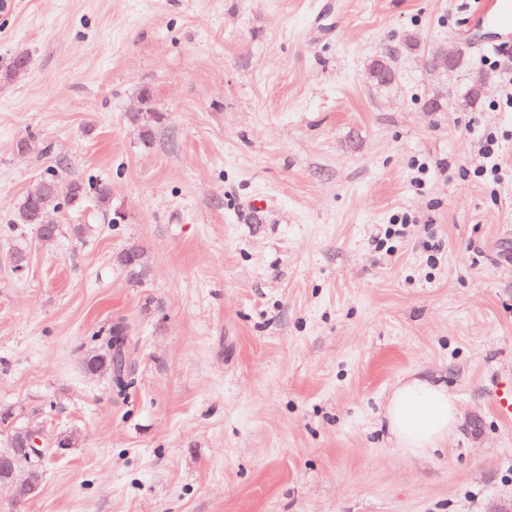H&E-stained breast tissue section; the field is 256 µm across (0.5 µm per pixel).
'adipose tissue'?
Segmentation results:
<instances>
[{
  "instance_id": "obj_1",
  "label": "adipose tissue",
  "mask_w": 512,
  "mask_h": 512,
  "mask_svg": "<svg viewBox=\"0 0 512 512\" xmlns=\"http://www.w3.org/2000/svg\"><path fill=\"white\" fill-rule=\"evenodd\" d=\"M458 414L447 388L418 377L393 389L385 412L398 448L414 456L438 447L455 430Z\"/></svg>"
}]
</instances>
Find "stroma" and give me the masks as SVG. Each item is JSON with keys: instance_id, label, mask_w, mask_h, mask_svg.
Instances as JSON below:
<instances>
[{"instance_id": "stroma-1", "label": "stroma", "mask_w": 512, "mask_h": 512, "mask_svg": "<svg viewBox=\"0 0 512 512\" xmlns=\"http://www.w3.org/2000/svg\"><path fill=\"white\" fill-rule=\"evenodd\" d=\"M476 0H0V411L70 436L0 512H488L512 501V44ZM469 42V65L400 52ZM395 52L376 89L369 62ZM484 88L467 105L475 79ZM151 89L150 138L131 125ZM443 101L428 111L432 95ZM495 153L480 150L485 135ZM34 148L18 154L20 139ZM112 185L57 238L8 224L43 172ZM123 219L110 227L112 212ZM92 224L86 237L69 227ZM27 243L16 274L11 251ZM142 251L146 275L114 260ZM117 396L83 367L116 318ZM443 384V447L396 448L387 396ZM116 263L123 267L132 279H140L146 271L141 264V252L135 245H128L115 255ZM132 332L128 322L124 319L116 320L105 330L106 336H92L89 350L83 358L86 370L109 372L112 388L117 396L126 395V391L134 383L136 341ZM119 336H122L121 343L111 353V348L120 342Z\"/></svg>"}]
</instances>
